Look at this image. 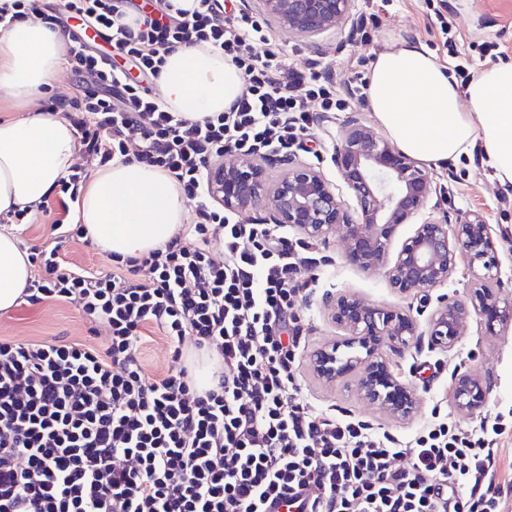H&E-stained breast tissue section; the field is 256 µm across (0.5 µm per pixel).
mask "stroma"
Segmentation results:
<instances>
[{"label": "stroma", "mask_w": 512, "mask_h": 512, "mask_svg": "<svg viewBox=\"0 0 512 512\" xmlns=\"http://www.w3.org/2000/svg\"><path fill=\"white\" fill-rule=\"evenodd\" d=\"M357 13H376L379 21L367 35L357 34L355 21L311 42L300 34L272 25L271 31L281 44L289 62L312 63L327 73L338 97L348 102L347 112H314L299 151L302 161L319 166L335 186L343 181L330 156L348 114H358L372 124L368 107L348 96L358 82L357 60H373L384 44L392 39L422 42L443 64H451L452 51L470 55L473 70L493 64L512 62V0H447L442 13L448 19L452 45H445L439 28L429 25L434 9L427 0H357ZM433 200L439 201L450 218L479 219L488 224L501 270V294L512 296V187L501 186L491 175L478 153L439 167L430 168ZM343 238L328 246L308 247L314 286L301 310L303 339L298 366V384L304 396L316 407L330 408L368 421L381 433L413 440L423 423L443 419L457 428L479 429L486 417L512 412V333L487 335L478 320L463 323L456 346L448 352L427 347L411 348L392 358L393 369L415 390L420 411L407 420L392 418L364 400L354 379L327 384L312 372L309 357L327 342L339 339L340 330L321 306L328 294L353 293L372 305L393 310L416 311V297L389 288L384 269L364 271L346 261ZM86 338L87 326L73 306L58 302L35 305L18 303L0 311V337L10 339ZM467 372L487 383L489 393L484 407L476 415L459 413L451 402L455 376Z\"/></svg>", "instance_id": "obj_1"}]
</instances>
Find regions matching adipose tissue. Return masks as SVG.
Returning <instances> with one entry per match:
<instances>
[{
  "label": "adipose tissue",
  "mask_w": 512,
  "mask_h": 512,
  "mask_svg": "<svg viewBox=\"0 0 512 512\" xmlns=\"http://www.w3.org/2000/svg\"><path fill=\"white\" fill-rule=\"evenodd\" d=\"M65 39L27 18L0 26V88L30 103L52 86ZM163 97L183 118L224 111L240 95V71L208 48L171 53L160 78ZM376 127L414 161L440 166L480 151L494 179L512 185V62L483 68L460 84L417 41L377 52L368 82ZM75 136L63 118L32 112L0 122V214L36 205L66 177ZM183 194L158 168L131 161L98 170L78 202V219L104 255L138 256L168 242L185 220ZM31 277L26 250L0 230V310L11 309Z\"/></svg>",
  "instance_id": "ef3b65f1"
}]
</instances>
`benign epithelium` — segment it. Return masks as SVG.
Wrapping results in <instances>:
<instances>
[{
    "label": "benign epithelium",
    "instance_id": "benign-epithelium-1",
    "mask_svg": "<svg viewBox=\"0 0 512 512\" xmlns=\"http://www.w3.org/2000/svg\"><path fill=\"white\" fill-rule=\"evenodd\" d=\"M261 12L280 26L318 39L352 16L355 0H260ZM353 197L350 207L316 166L296 155L257 159L237 156L208 167L207 182L224 210L253 220L272 204L269 221L297 229L323 245L342 232L345 258L369 271L385 268L392 290L404 295L427 294L448 283L457 260L465 258L473 285L470 300L440 298L427 318L426 330L405 311L370 305L352 293L325 297L324 306L342 331L339 341L315 350L310 365L316 377L334 383L356 377L361 396L390 415L406 419L420 407L416 392L392 369L383 352L387 345L401 353L413 344L448 351L458 342L460 325L472 317L484 320L496 336L512 328V298L500 295V268L493 256L489 225L481 220L448 223L426 214L431 176L355 116L343 124L331 156ZM280 165L283 174L272 178ZM415 224L410 236L393 247L401 224ZM488 388L469 373L455 378L454 407L473 415L485 404Z\"/></svg>",
    "mask_w": 512,
    "mask_h": 512
}]
</instances>
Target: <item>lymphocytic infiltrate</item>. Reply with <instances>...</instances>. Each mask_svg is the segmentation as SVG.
Here are the masks:
<instances>
[{"label":"lymphocytic infiltrate","mask_w":512,"mask_h":512,"mask_svg":"<svg viewBox=\"0 0 512 512\" xmlns=\"http://www.w3.org/2000/svg\"><path fill=\"white\" fill-rule=\"evenodd\" d=\"M43 21L64 35L75 77L45 109L65 116L89 161L37 205L58 245L86 236L74 205L93 166L158 168L194 209L164 246L113 256L107 273L66 262L58 245L30 247L23 301L72 304L108 334L101 346L0 338V512H505L500 422L467 434L436 420L402 445L305 399L297 311L309 259L277 225L243 223L208 192V162L289 152L313 110L344 111L332 84L225 0H67ZM190 46L224 55L243 79L228 108L195 122L152 89L167 56ZM157 338L174 365L150 375L142 349ZM188 338L215 365L208 383L183 352Z\"/></svg>","instance_id":"1"}]
</instances>
